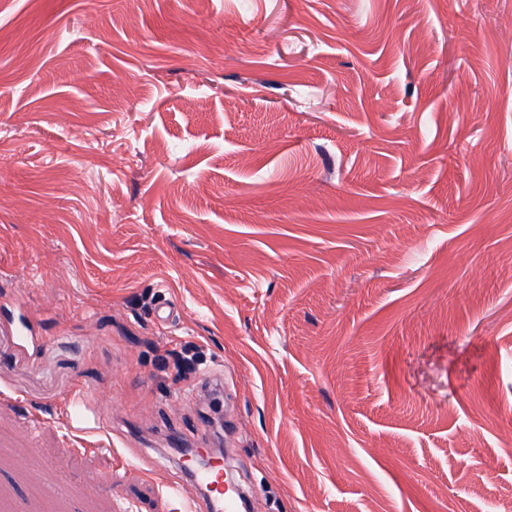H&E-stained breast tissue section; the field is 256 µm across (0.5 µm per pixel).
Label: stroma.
Returning <instances> with one entry per match:
<instances>
[{"instance_id": "obj_1", "label": "stroma", "mask_w": 512, "mask_h": 512, "mask_svg": "<svg viewBox=\"0 0 512 512\" xmlns=\"http://www.w3.org/2000/svg\"><path fill=\"white\" fill-rule=\"evenodd\" d=\"M508 21L0 0V512H175L216 446L252 512L512 501Z\"/></svg>"}]
</instances>
